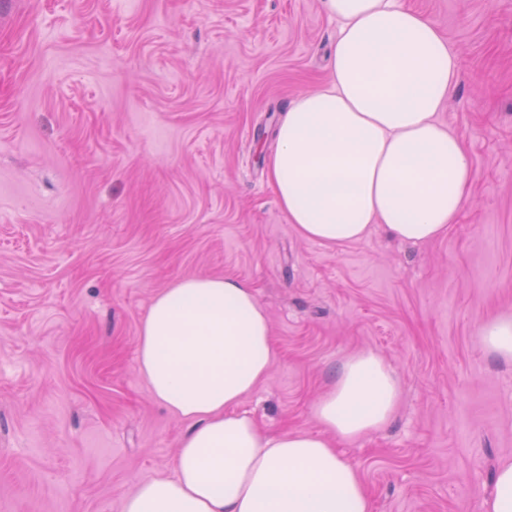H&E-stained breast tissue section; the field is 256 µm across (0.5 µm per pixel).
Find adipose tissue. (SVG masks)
Here are the masks:
<instances>
[{"mask_svg": "<svg viewBox=\"0 0 512 512\" xmlns=\"http://www.w3.org/2000/svg\"><path fill=\"white\" fill-rule=\"evenodd\" d=\"M322 6L338 25L331 78L283 114L268 162L279 207L302 237L330 245L377 226L412 244L441 237L473 177L462 140L436 118L459 82L454 48L400 0ZM275 359L248 279L187 277L157 292L139 329V371L191 427L171 475L139 483L121 512H372L335 443L392 421L397 377L358 353L316 403L318 431L265 435L237 407Z\"/></svg>", "mask_w": 512, "mask_h": 512, "instance_id": "adipose-tissue-1", "label": "adipose tissue"}]
</instances>
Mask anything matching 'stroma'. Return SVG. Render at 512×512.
I'll use <instances>...</instances> for the list:
<instances>
[{"instance_id": "obj_1", "label": "stroma", "mask_w": 512, "mask_h": 512, "mask_svg": "<svg viewBox=\"0 0 512 512\" xmlns=\"http://www.w3.org/2000/svg\"><path fill=\"white\" fill-rule=\"evenodd\" d=\"M460 63L439 120L471 201L447 233L301 237L267 172L276 128L330 78L321 0H0V512H121L170 475L189 428L138 371L154 294L247 278L270 376L262 433L316 431L350 355L398 377L394 419L338 442L373 512H476L512 459V361L479 326L512 315V0H404Z\"/></svg>"}]
</instances>
